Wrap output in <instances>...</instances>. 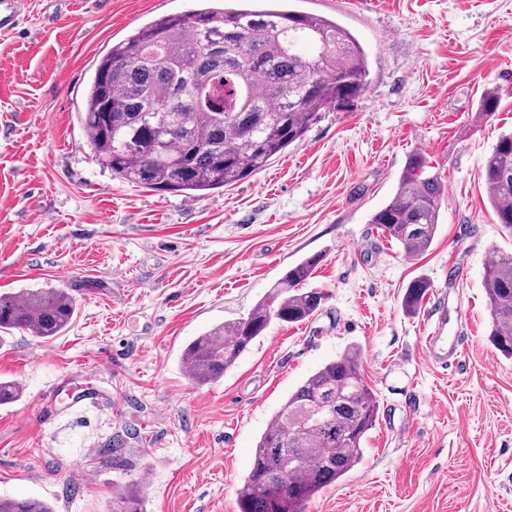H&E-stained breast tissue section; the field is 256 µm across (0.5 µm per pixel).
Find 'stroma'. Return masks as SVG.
Masks as SVG:
<instances>
[{
	"label": "stroma",
	"mask_w": 512,
	"mask_h": 512,
	"mask_svg": "<svg viewBox=\"0 0 512 512\" xmlns=\"http://www.w3.org/2000/svg\"><path fill=\"white\" fill-rule=\"evenodd\" d=\"M349 29L368 54L365 94L238 184L196 197L101 167L80 120L96 61L196 0H25L0 35V293L61 288L71 326L16 332L0 378V498L112 512L136 482L149 512H236L255 443L289 392L352 343L380 397L361 461L304 512H512V359L489 339L482 285L512 251L481 178L512 131V0H290ZM498 90L493 115L477 112ZM446 186L440 224L408 257L369 217L409 155ZM327 298L308 321L272 322L217 383L181 369L185 346L246 316L302 259ZM443 291L455 363L428 359L410 281ZM121 442L122 465L104 450Z\"/></svg>",
	"instance_id": "1"
}]
</instances>
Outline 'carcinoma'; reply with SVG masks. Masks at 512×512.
<instances>
[{
  "mask_svg": "<svg viewBox=\"0 0 512 512\" xmlns=\"http://www.w3.org/2000/svg\"><path fill=\"white\" fill-rule=\"evenodd\" d=\"M197 2L112 45L95 66L82 112L98 160L114 177L186 197L255 175L325 113L349 111L368 87L362 45L332 19L292 10L288 0ZM498 102V91L487 90L478 111L489 116ZM481 169L497 223L512 234V133L499 138ZM443 196L441 177L414 153L393 198L369 223L404 254L418 256L434 240ZM320 262L314 254L291 266L247 317L192 340L181 355L190 380L197 386L221 380L272 321L310 319L326 300L305 287ZM428 288L424 279L412 281L403 309L416 311ZM483 288L490 340L512 358V253L485 267ZM75 310L59 288L0 294V343L15 330L59 336ZM362 357L359 345L349 346L288 395L256 443L238 512H303L355 467L380 410ZM19 396L14 382L0 381V406ZM0 512L54 509L39 498H0ZM112 512H147L145 496L117 495Z\"/></svg>",
  "mask_w": 512,
  "mask_h": 512,
  "instance_id": "obj_1",
  "label": "carcinoma"
}]
</instances>
